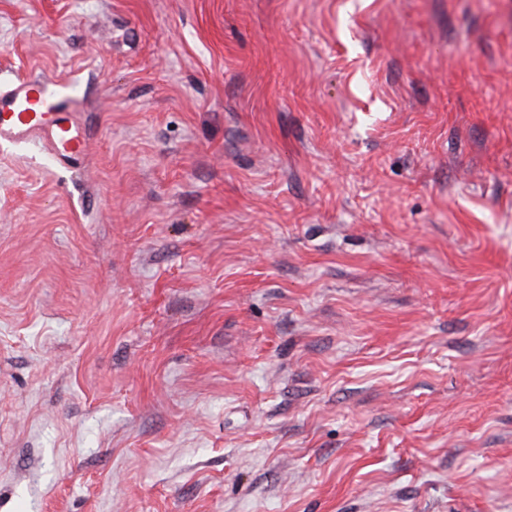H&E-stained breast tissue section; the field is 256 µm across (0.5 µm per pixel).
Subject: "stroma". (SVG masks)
Returning <instances> with one entry per match:
<instances>
[{
    "instance_id": "stroma-1",
    "label": "stroma",
    "mask_w": 512,
    "mask_h": 512,
    "mask_svg": "<svg viewBox=\"0 0 512 512\" xmlns=\"http://www.w3.org/2000/svg\"><path fill=\"white\" fill-rule=\"evenodd\" d=\"M30 76L0 512H512V0H0ZM34 138L45 141L61 165L79 169L85 137L69 101L43 77H27L0 90V142Z\"/></svg>"
}]
</instances>
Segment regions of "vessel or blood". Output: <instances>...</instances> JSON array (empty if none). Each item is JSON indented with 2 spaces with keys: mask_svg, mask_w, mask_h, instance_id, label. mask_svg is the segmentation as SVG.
I'll return each mask as SVG.
<instances>
[{
  "mask_svg": "<svg viewBox=\"0 0 512 512\" xmlns=\"http://www.w3.org/2000/svg\"><path fill=\"white\" fill-rule=\"evenodd\" d=\"M42 139L57 161L78 168L86 142L68 100L42 77H28L0 90V142Z\"/></svg>",
  "mask_w": 512,
  "mask_h": 512,
  "instance_id": "1",
  "label": "vessel or blood"
}]
</instances>
